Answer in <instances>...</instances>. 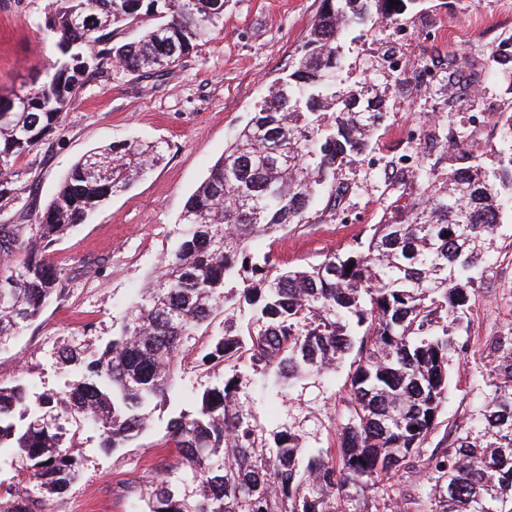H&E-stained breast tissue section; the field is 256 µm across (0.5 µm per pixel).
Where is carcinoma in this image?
I'll return each mask as SVG.
<instances>
[{"instance_id": "obj_1", "label": "carcinoma", "mask_w": 512, "mask_h": 512, "mask_svg": "<svg viewBox=\"0 0 512 512\" xmlns=\"http://www.w3.org/2000/svg\"><path fill=\"white\" fill-rule=\"evenodd\" d=\"M228 0H52L39 24L56 49L25 101L0 111V199L16 195L13 166L59 123L85 76L112 64L153 74L176 64L224 26ZM415 0H322L295 64L268 88L249 121L186 201L178 244L121 318L104 347L80 339L53 352L64 390L37 394L0 382V447L15 448L0 479V512H42L77 479L82 418L105 451L146 428L147 409L177 396V364L203 340L202 365H224L191 410L172 413L166 433L177 455L143 493L142 512H340L358 492L391 479L435 428L457 343L483 278L478 256L512 199V145L492 148L498 167L431 169L408 201L371 226L348 254L302 270L254 256L249 241L290 224L336 220L347 187L336 171L374 151L387 118L373 86L335 92L344 33L394 24ZM142 27L110 47L98 32ZM164 141L100 146L72 166L41 213L0 224V344L32 323L67 287L51 247L112 195L165 159ZM110 175L101 176L93 158ZM327 201H322V196ZM224 315V329L211 326ZM499 373L473 425L431 465V512H512V332L494 346ZM348 414L336 456L301 446L285 428L267 438L241 369L282 380L335 368L350 354Z\"/></svg>"}]
</instances>
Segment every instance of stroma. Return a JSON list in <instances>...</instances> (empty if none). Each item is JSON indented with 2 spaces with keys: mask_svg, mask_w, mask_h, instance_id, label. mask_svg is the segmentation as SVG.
<instances>
[{
  "mask_svg": "<svg viewBox=\"0 0 512 512\" xmlns=\"http://www.w3.org/2000/svg\"><path fill=\"white\" fill-rule=\"evenodd\" d=\"M50 2L0 0V89L32 86L53 60L54 47L37 28ZM320 7L321 0H229L222 31L172 70L136 77L107 66L88 76L53 132L15 162L20 201L0 200V224L16 223L22 203L43 211L64 175L94 147L138 139L164 140L169 149L160 165L55 244L68 286L0 345V381L21 379L37 393L62 390L65 378L52 359L56 346L73 337L106 340L118 330L138 288L174 248V224L186 200L269 85L287 71ZM343 46V87L378 83L387 111L378 149L336 175L364 218L294 224L277 239L252 241V253L272 254L284 267L351 250L380 222L387 204L410 193L412 175L396 169L400 155L413 148L410 130L430 136L443 127L456 138L453 145L434 142L424 150L418 164L427 169L484 161L490 148L512 143V82L504 77L512 70V0H419L398 27L351 30ZM452 64L463 75L477 74L479 82L454 88L458 103L449 113L440 84ZM490 256L466 319L452 331L459 348L437 425L415 466L398 471L390 490L360 494L362 512H427L430 460L454 431L469 425L497 364L493 344L512 330V209L502 214ZM203 354L197 348L184 355L180 397L156 408L128 447L103 451L96 431L78 422L80 476L64 494L49 498L48 512H139L140 493L172 461L174 450L165 442L172 411L192 408L201 386L224 376L223 366H202ZM348 373L344 362L277 396L266 394L261 378L251 374L245 391L266 430L291 427L306 447L333 453L348 413Z\"/></svg>",
  "mask_w": 512,
  "mask_h": 512,
  "instance_id": "stroma-1",
  "label": "stroma"
}]
</instances>
